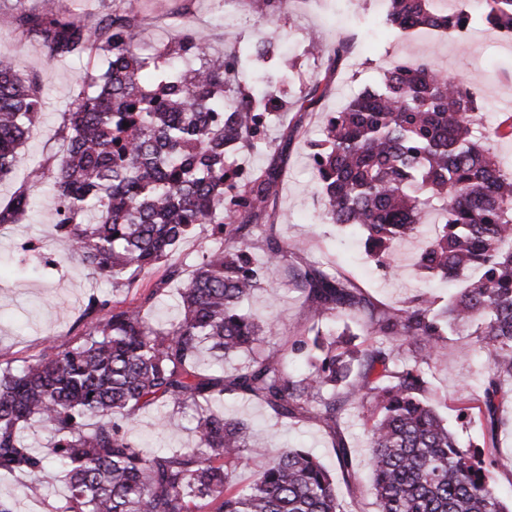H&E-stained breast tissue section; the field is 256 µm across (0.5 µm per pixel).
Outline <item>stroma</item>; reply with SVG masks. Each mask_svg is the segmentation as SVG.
<instances>
[{"mask_svg":"<svg viewBox=\"0 0 512 512\" xmlns=\"http://www.w3.org/2000/svg\"><path fill=\"white\" fill-rule=\"evenodd\" d=\"M107 4L111 9L136 15L135 42L144 52L169 41L166 25L175 12L182 16L184 32L212 30L214 47L219 51L276 38L278 45L273 53L257 63L255 73L245 82L246 90L254 93L264 90L260 80L264 70L287 74V82L280 87L287 100L298 96L306 81H328L326 94L315 111H284L272 123L270 140L280 141L286 132L293 135L282 155L273 158L263 152H243L237 157L244 176L270 161L279 164L282 179L271 204L277 212L287 214L288 220L277 224L276 234L296 247L295 253L276 267L271 286L242 303L257 322L272 329L264 339V348L282 346L301 335L309 324L308 307L292 280L293 269L299 265L338 270L390 307L404 305L422 286L445 299L476 279V272L470 271L451 283L425 282L416 269L421 246L415 242L395 244L393 266L368 258L361 232L326 220L324 200L317 192L311 167L310 145L323 140L330 112L365 90L376 89L384 73L404 59L424 61L466 80L477 94L478 110L486 126L497 125L512 113V34L479 25L464 33L388 29L375 23L384 9V0H293L289 15L272 23L259 19L251 0H107ZM345 36L353 37L354 50L342 58L334 75H327L326 60L309 56L307 45L315 41L330 47ZM0 58L38 75L42 85V112L19 150L12 173L0 180L3 204L29 187L31 168L55 160L64 151L58 131L74 93L87 83L91 69L86 59L51 61L41 43L19 41L12 11L7 7L0 9ZM51 188V182L46 181L32 189L39 207L26 221L0 226L1 366H23L49 340L58 346L68 345L79 332L78 321L92 294L125 304L152 295L148 316L158 328L180 315L178 283L162 289L156 286L165 274L164 268L141 278L138 288L132 290L113 287L105 278L89 279L71 259L68 243L41 207ZM445 351V358L434 370L433 403L465 447L479 442L480 429L461 414L457 400L464 395L472 405H481L486 379L484 354L464 329L449 333ZM223 411L226 418L250 425L265 448L310 450L334 477L336 496L344 512H376L362 410L345 411L332 433L312 419H277L271 409L256 401L228 400ZM128 435L149 452L190 447L196 440L194 414L149 407L129 422ZM341 443L349 450V466L345 469L340 468L336 457V447ZM28 483L25 477L1 476L0 501L10 504L15 512H56L66 494V485L57 471L49 470L39 481L37 492H30Z\"/></svg>","mask_w":512,"mask_h":512,"instance_id":"obj_1","label":"stroma"}]
</instances>
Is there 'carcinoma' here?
<instances>
[{
    "mask_svg": "<svg viewBox=\"0 0 512 512\" xmlns=\"http://www.w3.org/2000/svg\"><path fill=\"white\" fill-rule=\"evenodd\" d=\"M11 2L19 37L42 43L49 60L106 53L105 70L90 75L65 113V154L31 174L33 186L53 180L48 208L73 259L90 277L130 289L161 264L168 280L179 279L172 257L201 226L212 225L220 238L198 254L181 288L182 314L168 327H154L145 312L155 290L133 307L92 295L73 343L47 346L20 369L0 367V476L36 477L57 465L67 487L61 512H341L335 480L310 452L276 448L267 460L253 452L259 444L249 427L213 406L255 399L279 418L307 416L334 433L349 403L368 408L378 512H507L493 473L512 462L492 449L502 426L496 400L512 384V169L488 143L512 137V115L486 129L471 86L457 80L450 88L445 75L414 59L388 70L380 90L330 113L325 147L311 154L326 218L363 230L367 255L381 260L434 212L439 221L418 269L447 281L471 269L480 277L438 311L425 294L393 308L339 273L299 268L311 326L290 349L267 351V331L240 304L292 253L275 233L288 217L268 210L278 166L241 182L234 156L283 149L266 139L267 124L290 106L315 111L321 81L288 104L278 95L284 77L268 74L256 96L241 79L248 60L268 56L270 40L224 54L213 51L208 34L179 32L143 55L129 12L107 11L87 26L57 0H41L35 13L25 0ZM387 2L383 23L394 29L459 32L473 23L438 0ZM259 3L268 18L287 12L291 0ZM483 22L512 33V0H486ZM348 50L345 41L307 48L327 57L329 72ZM40 106L37 76L0 60V179ZM31 208L30 193L18 192L0 209V225L21 223ZM342 313L363 320L361 345L322 330ZM450 325L470 328L487 359L480 448L460 447L429 402ZM380 337L408 339L411 349L385 346ZM204 350L218 361L248 359L229 376L204 373ZM290 351L306 359L308 374L289 372ZM158 403L196 411L195 445L155 453L133 445L122 421ZM33 419L51 435L44 454L21 435ZM242 466L253 470L245 485Z\"/></svg>",
    "mask_w": 512,
    "mask_h": 512,
    "instance_id": "1",
    "label": "carcinoma"
}]
</instances>
